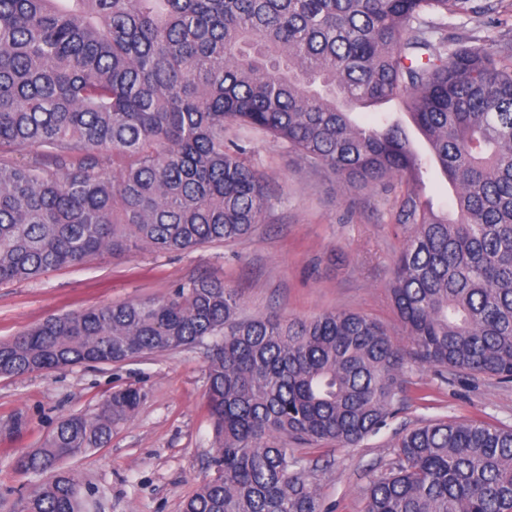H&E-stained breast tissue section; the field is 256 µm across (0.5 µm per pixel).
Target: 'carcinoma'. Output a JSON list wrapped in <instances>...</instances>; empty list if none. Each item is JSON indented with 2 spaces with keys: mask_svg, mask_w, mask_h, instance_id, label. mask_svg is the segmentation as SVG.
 <instances>
[{
  "mask_svg": "<svg viewBox=\"0 0 512 512\" xmlns=\"http://www.w3.org/2000/svg\"><path fill=\"white\" fill-rule=\"evenodd\" d=\"M475 0H0V283L104 253L233 243L271 196L250 135L350 186L404 180L409 230L389 281L408 345L353 311L239 317L224 283L52 317L0 341V376L119 363L219 338L207 407L216 475L183 512H330L288 441L355 447L385 423L408 359L512 382V38L448 44ZM401 99L454 196L433 210ZM112 152V170L102 151ZM142 402L117 390L58 422L19 468L42 478L20 512H85L62 462L101 448ZM365 512H512V428L435 421L403 431Z\"/></svg>",
  "mask_w": 512,
  "mask_h": 512,
  "instance_id": "cac0c4a2",
  "label": "carcinoma"
}]
</instances>
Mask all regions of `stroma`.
Here are the masks:
<instances>
[{
    "instance_id": "stroma-1",
    "label": "stroma",
    "mask_w": 512,
    "mask_h": 512,
    "mask_svg": "<svg viewBox=\"0 0 512 512\" xmlns=\"http://www.w3.org/2000/svg\"><path fill=\"white\" fill-rule=\"evenodd\" d=\"M487 16L452 17L449 39L512 34V0H489ZM413 144L426 163L418 186L436 209L451 193L419 134ZM252 167L269 178L271 206L252 234L232 245L207 244L184 253L138 249L103 254L49 270L33 281L0 285V339L49 316L104 304L161 299L176 284L206 276L234 288L241 315L275 313L305 320L354 311L383 324L399 344L406 334L388 291L393 260L409 232L395 224L393 204L405 186H348L305 168L285 145L255 135ZM211 343L143 354L122 364L81 365L0 377V512H18L37 484L16 461L36 448L64 417L93 414L112 392L136 387L144 400L111 442L64 461L81 484L91 512H183L185 501L213 476L214 437L206 409ZM403 391L386 426L358 446L295 445L316 468L331 512H363V491L394 459L397 433L431 420H479L512 426V384L418 362L402 370Z\"/></svg>"
}]
</instances>
